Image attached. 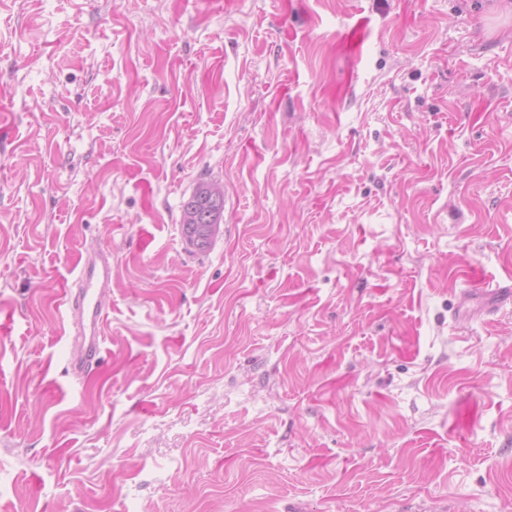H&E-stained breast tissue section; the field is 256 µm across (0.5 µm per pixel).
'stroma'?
Wrapping results in <instances>:
<instances>
[{
  "instance_id": "obj_1",
  "label": "stroma",
  "mask_w": 512,
  "mask_h": 512,
  "mask_svg": "<svg viewBox=\"0 0 512 512\" xmlns=\"http://www.w3.org/2000/svg\"><path fill=\"white\" fill-rule=\"evenodd\" d=\"M1 111L0 512H512V0H0ZM214 196L221 197V205L207 206ZM204 212H207L206 218ZM223 212L224 185L216 180L201 179L183 205L181 224L184 239L195 252L204 253L209 250ZM62 305L71 339L68 364L80 377L95 368L102 353L105 319L112 308L111 251L96 245L86 248Z\"/></svg>"
}]
</instances>
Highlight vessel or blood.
<instances>
[{
	"label": "vessel or blood",
	"mask_w": 512,
	"mask_h": 512,
	"mask_svg": "<svg viewBox=\"0 0 512 512\" xmlns=\"http://www.w3.org/2000/svg\"><path fill=\"white\" fill-rule=\"evenodd\" d=\"M71 339L68 364L74 376L95 368L102 353L104 325L112 307V253L86 248L72 285L63 295Z\"/></svg>",
	"instance_id": "vessel-or-blood-1"
}]
</instances>
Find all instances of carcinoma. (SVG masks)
I'll use <instances>...</instances> for the list:
<instances>
[{"instance_id": "cac0c4a2", "label": "carcinoma", "mask_w": 512, "mask_h": 512, "mask_svg": "<svg viewBox=\"0 0 512 512\" xmlns=\"http://www.w3.org/2000/svg\"><path fill=\"white\" fill-rule=\"evenodd\" d=\"M215 196H224V185L202 179L183 205L182 234L186 243L199 253L209 250L223 216L224 206H213Z\"/></svg>"}]
</instances>
